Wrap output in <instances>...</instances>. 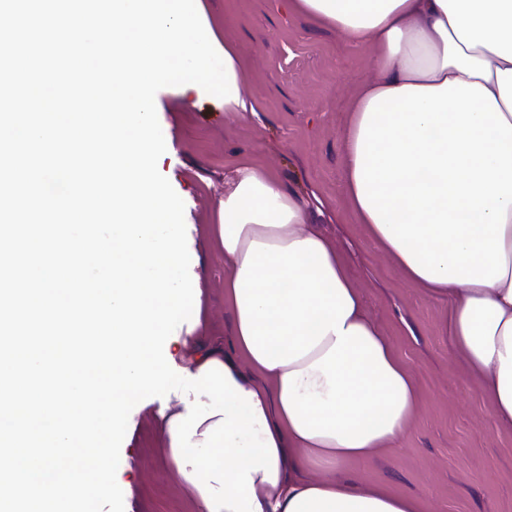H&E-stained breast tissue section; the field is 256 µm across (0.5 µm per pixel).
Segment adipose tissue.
Returning <instances> with one entry per match:
<instances>
[{"label": "adipose tissue", "mask_w": 512, "mask_h": 512, "mask_svg": "<svg viewBox=\"0 0 512 512\" xmlns=\"http://www.w3.org/2000/svg\"><path fill=\"white\" fill-rule=\"evenodd\" d=\"M368 45L377 72L344 132L346 200L403 276L446 307L454 361L512 430V0H291ZM313 204L271 170L229 172L214 228L227 347L194 351L252 393L277 481L261 512H428L347 467L393 447L418 402Z\"/></svg>", "instance_id": "ef3b65f1"}]
</instances>
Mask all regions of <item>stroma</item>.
Returning <instances> with one entry per match:
<instances>
[{"label": "stroma", "mask_w": 512, "mask_h": 512, "mask_svg": "<svg viewBox=\"0 0 512 512\" xmlns=\"http://www.w3.org/2000/svg\"><path fill=\"white\" fill-rule=\"evenodd\" d=\"M218 37L244 62L241 85L258 115L178 87L155 96L167 132L160 172L185 204L190 276L201 290L200 343L226 341L224 255L212 233L224 173L246 157L275 170L283 186L317 195V222L343 252L370 316L412 371L416 419L398 448L351 464L369 483L428 502L430 512H512V431L493 428L490 406L454 362L442 307L406 281L353 223L345 204L342 131L355 88L375 77L367 47L291 9L289 0H202ZM167 397L140 401L128 420L116 480L124 512H198L192 490L168 464L153 416Z\"/></svg>", "instance_id": "obj_1"}]
</instances>
